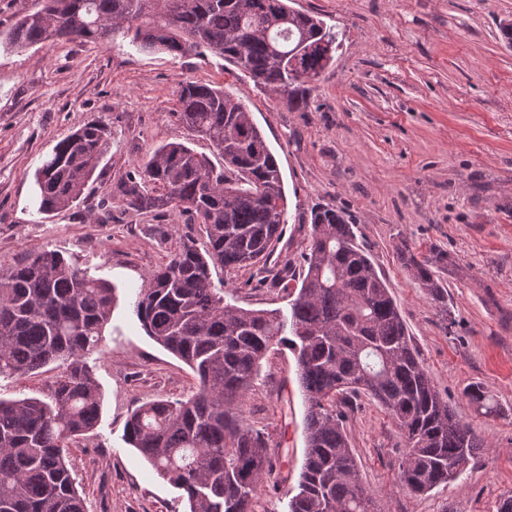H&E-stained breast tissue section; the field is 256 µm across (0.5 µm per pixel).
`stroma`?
Masks as SVG:
<instances>
[{
  "mask_svg": "<svg viewBox=\"0 0 512 512\" xmlns=\"http://www.w3.org/2000/svg\"><path fill=\"white\" fill-rule=\"evenodd\" d=\"M322 18L340 45L307 106L293 110L217 56L146 55L128 42H70L20 52L0 45V270L30 252H60L116 289L96 367L101 420L69 450L86 512H188L178 490L125 441L129 414L158 398H186L195 373L141 329L136 291L181 242L205 248L186 217L125 212L110 191L156 147L190 142L222 158L173 116L180 82L224 85L247 106L279 163L287 199L284 234L267 266L301 268L310 216L343 211L385 277L424 368L457 416L484 441L458 479L424 495L399 480L403 438L367 398L347 410L346 431L365 485L386 512H497L512 494V41L501 28L512 0H295ZM111 131L81 198L46 216L33 206V174L53 146L90 120ZM112 217L101 221V204ZM442 250L440 313L400 255ZM251 268L212 270L238 306L289 311L290 299L253 288ZM484 388L494 415L463 391ZM243 415L304 461V401L287 349L269 353Z\"/></svg>",
  "mask_w": 512,
  "mask_h": 512,
  "instance_id": "35a3bbf8",
  "label": "stroma"
}]
</instances>
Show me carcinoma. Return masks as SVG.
Returning a JSON list of instances; mask_svg holds the SVG:
<instances>
[{
	"instance_id": "cac0c4a2",
	"label": "carcinoma",
	"mask_w": 512,
	"mask_h": 512,
	"mask_svg": "<svg viewBox=\"0 0 512 512\" xmlns=\"http://www.w3.org/2000/svg\"><path fill=\"white\" fill-rule=\"evenodd\" d=\"M292 0H42L0 43L16 50L116 36L143 53L220 56L280 95L288 107L333 59L338 36ZM173 116L223 159L215 166L182 142L156 148L114 192L128 211L178 212L204 226L208 248L187 242L151 274L133 301L142 329L199 379L183 399L143 403L126 441L172 486L189 512H251L264 476L288 466L282 448L246 423L241 406L263 359L292 350L305 403V460L286 512H383L362 484L338 405L361 395L385 408L405 451L400 479L423 495L456 480L485 444L438 392L384 277L334 206L311 215L300 284L288 316L239 307L213 285L211 268L252 267L282 235L286 198L277 161L245 104L221 85L182 82ZM110 136L92 120L60 140L34 172L37 212L68 210L93 177ZM438 253L406 266L448 317V294L432 267ZM115 288L54 250L29 253L0 273V378L50 363L62 371L40 397L0 398V512H85L66 462L74 439L95 430L102 393L89 357L110 321ZM465 397L491 414L481 385Z\"/></svg>"
}]
</instances>
